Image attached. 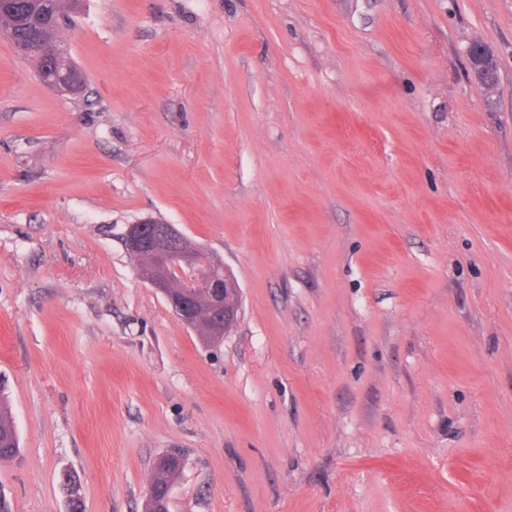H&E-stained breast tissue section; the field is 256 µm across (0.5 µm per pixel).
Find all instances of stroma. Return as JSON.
I'll use <instances>...</instances> for the list:
<instances>
[{"label":"stroma","mask_w":512,"mask_h":512,"mask_svg":"<svg viewBox=\"0 0 512 512\" xmlns=\"http://www.w3.org/2000/svg\"><path fill=\"white\" fill-rule=\"evenodd\" d=\"M59 37L75 96L0 39L13 512H143L173 448L170 512H512V0H81ZM147 218L237 280L221 342L138 278Z\"/></svg>","instance_id":"35a3bbf8"}]
</instances>
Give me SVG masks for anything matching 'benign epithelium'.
I'll return each instance as SVG.
<instances>
[{"label":"benign epithelium","instance_id":"obj_1","mask_svg":"<svg viewBox=\"0 0 512 512\" xmlns=\"http://www.w3.org/2000/svg\"><path fill=\"white\" fill-rule=\"evenodd\" d=\"M61 56L54 48L46 58L64 69L49 87L71 94L78 87V74L72 64L60 61ZM183 240L173 225L153 219L129 225L123 235L125 249L146 258L137 269L138 277L166 298L179 320L193 330L206 320L212 335L223 336L237 321L241 289L224 266L205 259L198 249L185 248ZM203 298L209 304L205 319L197 308Z\"/></svg>","mask_w":512,"mask_h":512}]
</instances>
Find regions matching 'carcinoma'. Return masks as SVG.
<instances>
[{"label":"carcinoma","mask_w":512,"mask_h":512,"mask_svg":"<svg viewBox=\"0 0 512 512\" xmlns=\"http://www.w3.org/2000/svg\"><path fill=\"white\" fill-rule=\"evenodd\" d=\"M66 0H0V31L13 34L20 45L17 53L25 59L42 63L44 47L65 46L57 39L58 18L64 15ZM21 454L20 439L7 397L0 390V463ZM181 470L169 466L155 472L154 495L145 502V512H169L170 498Z\"/></svg>","instance_id":"carcinoma-1"}]
</instances>
